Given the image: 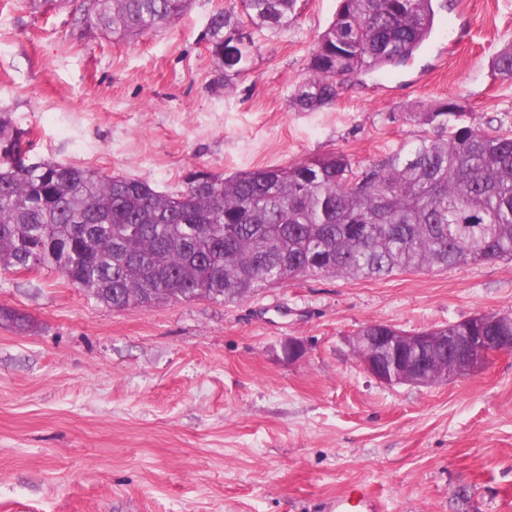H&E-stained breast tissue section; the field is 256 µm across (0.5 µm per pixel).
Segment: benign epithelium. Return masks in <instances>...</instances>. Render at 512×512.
Wrapping results in <instances>:
<instances>
[{
    "instance_id": "obj_1",
    "label": "benign epithelium",
    "mask_w": 512,
    "mask_h": 512,
    "mask_svg": "<svg viewBox=\"0 0 512 512\" xmlns=\"http://www.w3.org/2000/svg\"><path fill=\"white\" fill-rule=\"evenodd\" d=\"M491 322L479 313L455 324L454 333L435 336L427 329L407 333L380 325L372 336H352V349L367 373L387 385H422L429 380L427 358L441 354L463 374L482 369L493 358L512 352V327L493 335L479 334Z\"/></svg>"
}]
</instances>
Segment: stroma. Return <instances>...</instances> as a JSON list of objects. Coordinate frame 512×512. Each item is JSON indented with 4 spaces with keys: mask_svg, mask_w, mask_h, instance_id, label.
I'll return each instance as SVG.
<instances>
[{
    "mask_svg": "<svg viewBox=\"0 0 512 512\" xmlns=\"http://www.w3.org/2000/svg\"><path fill=\"white\" fill-rule=\"evenodd\" d=\"M229 0H191L133 40L89 33L75 0H0V113L31 157L144 178L228 176L344 152L367 166L431 134L457 101L512 129V0H448L406 67L290 105L337 0L250 43L225 78L208 43ZM0 512H324L363 484L384 512H512V354L432 386H388L354 357L376 321L407 332L512 312V261L383 279L304 277L232 303L123 311L45 269L0 270ZM303 355L286 360L288 338Z\"/></svg>",
    "mask_w": 512,
    "mask_h": 512,
    "instance_id": "stroma-1",
    "label": "stroma"
}]
</instances>
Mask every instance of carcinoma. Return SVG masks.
Here are the masks:
<instances>
[{"mask_svg":"<svg viewBox=\"0 0 512 512\" xmlns=\"http://www.w3.org/2000/svg\"><path fill=\"white\" fill-rule=\"evenodd\" d=\"M85 29L135 38L182 15L190 0H90ZM297 0H236L209 23L224 63L238 14L273 33ZM439 0H339L315 42L291 106L332 105L338 81L387 72L430 38ZM512 79V42L492 60ZM413 120L440 131L364 169L331 152L227 177L196 171L178 192L70 163L33 162L0 120V268L35 257L87 296L124 310L200 299L242 300L298 277L378 278L512 259V133L489 131L456 103ZM137 234L120 249L126 228Z\"/></svg>","mask_w":512,"mask_h":512,"instance_id":"carcinoma-1","label":"carcinoma"}]
</instances>
